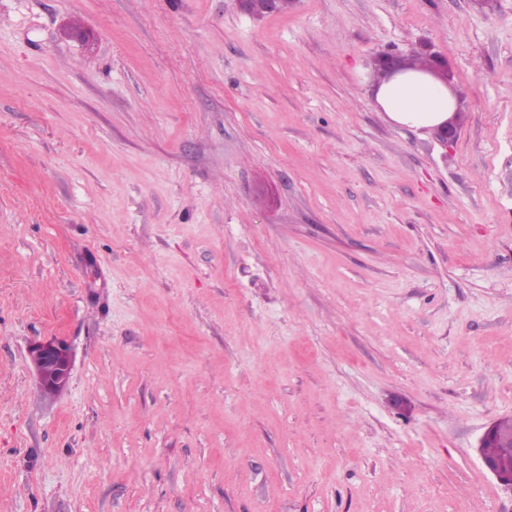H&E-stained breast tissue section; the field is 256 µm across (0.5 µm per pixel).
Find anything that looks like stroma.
<instances>
[{"instance_id":"35a3bbf8","label":"stroma","mask_w":512,"mask_h":512,"mask_svg":"<svg viewBox=\"0 0 512 512\" xmlns=\"http://www.w3.org/2000/svg\"><path fill=\"white\" fill-rule=\"evenodd\" d=\"M503 418L512 0H0V512H512ZM376 106L401 126L423 129L436 126L456 111L458 99L443 83L428 73L407 71L377 83L373 90ZM444 148L457 135L453 119L432 129ZM29 356L41 390L55 395L68 385L72 371V353L64 339L54 337L35 342L29 348ZM492 434L493 424L486 430V432L480 439L478 446L480 457L486 470L490 472L503 487H505L509 491H512V476L502 473L492 460L483 457L481 454V448L483 454L488 457L499 456L503 452L504 448H500L497 442H489L487 443L486 447L483 448L485 441L487 440V438H490Z\"/></svg>"}]
</instances>
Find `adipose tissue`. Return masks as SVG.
Returning a JSON list of instances; mask_svg holds the SVG:
<instances>
[{
    "instance_id": "1",
    "label": "adipose tissue",
    "mask_w": 512,
    "mask_h": 512,
    "mask_svg": "<svg viewBox=\"0 0 512 512\" xmlns=\"http://www.w3.org/2000/svg\"><path fill=\"white\" fill-rule=\"evenodd\" d=\"M373 98L393 122L414 129L436 126L458 107L456 96L443 83L411 70L377 83Z\"/></svg>"
}]
</instances>
